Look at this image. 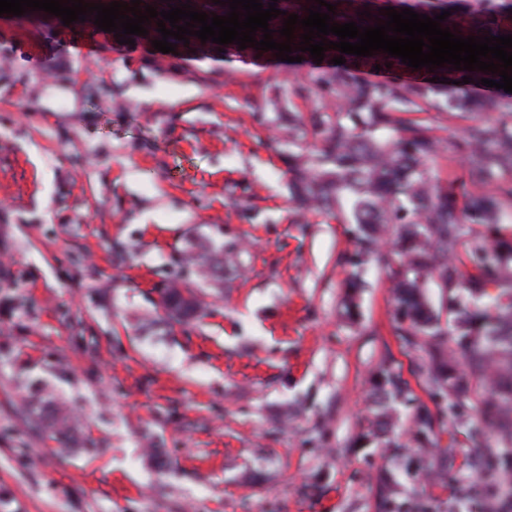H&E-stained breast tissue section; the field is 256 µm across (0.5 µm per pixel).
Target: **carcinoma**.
<instances>
[{
	"label": "carcinoma",
	"instance_id": "cac0c4a2",
	"mask_svg": "<svg viewBox=\"0 0 512 512\" xmlns=\"http://www.w3.org/2000/svg\"><path fill=\"white\" fill-rule=\"evenodd\" d=\"M190 3L206 14L227 15L229 7L212 0H142L156 11L169 5ZM477 10L469 36L512 34L499 21L495 0H476ZM315 0H279L277 8L303 19ZM185 50L204 48L253 55L257 50L239 49L235 43L220 46L189 37ZM346 63L310 72L293 91L317 106L315 134L322 146L307 141L303 119L288 120V170L298 211L345 214L352 226L358 250L346 257L354 268L346 287H361L359 272L371 260L381 258L392 288L396 316L394 332L407 347L419 338H431L424 365L426 391L432 405L420 403L414 414L412 440L417 448L433 447L448 417L463 428L450 432L448 462L463 442L482 436L497 438L498 449L484 469L485 497L499 499L505 480L512 478V225L500 220L501 210L512 208V101L502 99L496 119L467 129L456 142L457 153L481 172V181L451 176L441 181L432 175L430 159L438 152L440 137L422 120L406 119L394 112L402 103L410 111L427 113L447 99L448 120L469 110L471 100L462 94L459 81L467 76L500 81L490 72L451 70L449 65L421 75L448 78V83L366 82L356 77L358 67L376 65L408 71L401 59L375 52L368 57L345 55ZM458 84H453V81ZM482 227L468 235L464 225ZM439 288L437 303L427 290ZM181 291L167 286L163 305L168 317L180 322L196 313L197 302L189 296L185 307L170 311ZM448 315L442 328L440 316ZM470 360L459 368L454 356ZM377 393L385 400L406 398L407 382L392 363L379 367ZM465 441H460L458 434ZM382 505L400 512L389 476L377 477Z\"/></svg>",
	"mask_w": 512,
	"mask_h": 512
}]
</instances>
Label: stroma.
Here are the masks:
<instances>
[{
  "label": "stroma",
  "mask_w": 512,
  "mask_h": 512,
  "mask_svg": "<svg viewBox=\"0 0 512 512\" xmlns=\"http://www.w3.org/2000/svg\"><path fill=\"white\" fill-rule=\"evenodd\" d=\"M341 6L472 22L456 0ZM314 67L0 15V512H380L384 470L403 501L471 512L409 441L425 351L395 335L385 274L345 288L347 224L291 200L276 125L311 106L282 78ZM493 115L441 132L434 176L476 178L455 142ZM203 248L234 262L198 278L181 258ZM174 281L207 307L186 325ZM386 360L411 396L393 448L371 433ZM182 294V292L178 289L173 288L171 285L167 286L163 290V305L165 310H167L168 317L176 322H181L183 319H186L196 313L197 302L196 297L188 294L189 301L185 307H177L175 312L170 311V304L172 301L181 298L182 296H177Z\"/></svg>",
  "instance_id": "stroma-1"
}]
</instances>
